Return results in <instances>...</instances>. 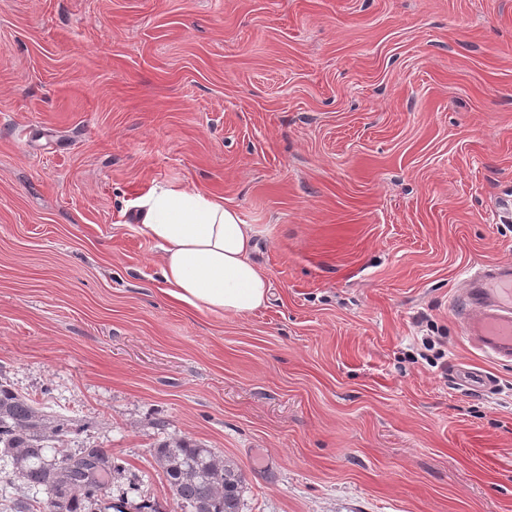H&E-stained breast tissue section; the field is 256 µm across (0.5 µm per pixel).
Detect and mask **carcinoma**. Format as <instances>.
Returning <instances> with one entry per match:
<instances>
[{
    "label": "carcinoma",
    "mask_w": 512,
    "mask_h": 512,
    "mask_svg": "<svg viewBox=\"0 0 512 512\" xmlns=\"http://www.w3.org/2000/svg\"><path fill=\"white\" fill-rule=\"evenodd\" d=\"M73 429L38 403L0 383V461H7L27 489L42 500H7L9 512H104L100 494L123 466L102 448L57 454L52 443ZM154 456L181 512H240L242 469L214 449L186 437L158 443Z\"/></svg>",
    "instance_id": "obj_1"
}]
</instances>
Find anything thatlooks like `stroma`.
<instances>
[{"instance_id": "stroma-1", "label": "stroma", "mask_w": 512, "mask_h": 512, "mask_svg": "<svg viewBox=\"0 0 512 512\" xmlns=\"http://www.w3.org/2000/svg\"><path fill=\"white\" fill-rule=\"evenodd\" d=\"M166 183L251 225L265 306L165 300ZM507 259L512 0H0V380L122 461L127 512H180V436L242 512H512V364L449 313ZM206 447L186 437H174L154 448L178 508L182 512L241 511L242 469Z\"/></svg>"}]
</instances>
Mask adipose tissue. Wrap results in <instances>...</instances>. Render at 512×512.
<instances>
[{
    "label": "adipose tissue",
    "instance_id": "ef3b65f1",
    "mask_svg": "<svg viewBox=\"0 0 512 512\" xmlns=\"http://www.w3.org/2000/svg\"><path fill=\"white\" fill-rule=\"evenodd\" d=\"M142 230L162 250L163 293L196 312L254 313L268 298L252 261L253 234L223 199L195 188L150 187L139 199Z\"/></svg>",
    "mask_w": 512,
    "mask_h": 512
}]
</instances>
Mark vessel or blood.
Returning a JSON list of instances; mask_svg holds the SVG:
<instances>
[{
  "label": "vessel or blood",
  "mask_w": 512,
  "mask_h": 512,
  "mask_svg": "<svg viewBox=\"0 0 512 512\" xmlns=\"http://www.w3.org/2000/svg\"><path fill=\"white\" fill-rule=\"evenodd\" d=\"M468 342L496 363H512V262L468 273L452 306Z\"/></svg>",
  "instance_id": "obj_1"
}]
</instances>
